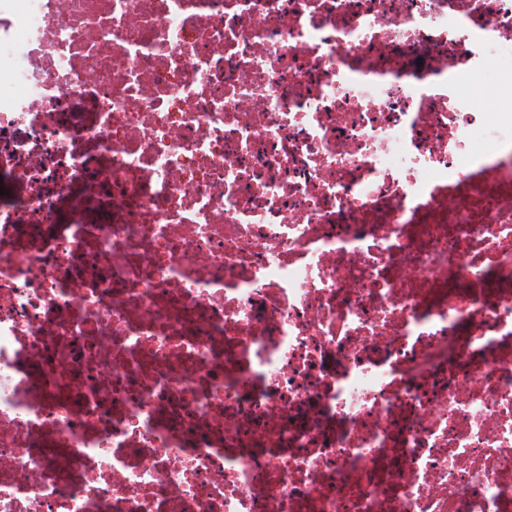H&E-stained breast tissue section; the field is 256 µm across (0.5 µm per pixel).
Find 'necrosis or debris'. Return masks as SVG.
Segmentation results:
<instances>
[{"mask_svg": "<svg viewBox=\"0 0 512 512\" xmlns=\"http://www.w3.org/2000/svg\"><path fill=\"white\" fill-rule=\"evenodd\" d=\"M0 512H512V0H0Z\"/></svg>", "mask_w": 512, "mask_h": 512, "instance_id": "obj_1", "label": "necrosis or debris"}]
</instances>
